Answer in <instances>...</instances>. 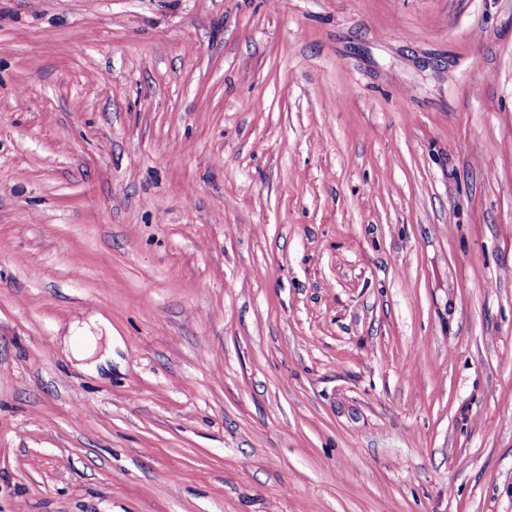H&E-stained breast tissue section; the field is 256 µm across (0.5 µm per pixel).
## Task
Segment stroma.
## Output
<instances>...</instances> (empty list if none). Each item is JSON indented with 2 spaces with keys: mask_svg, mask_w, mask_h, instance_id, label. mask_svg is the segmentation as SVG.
I'll return each instance as SVG.
<instances>
[{
  "mask_svg": "<svg viewBox=\"0 0 512 512\" xmlns=\"http://www.w3.org/2000/svg\"><path fill=\"white\" fill-rule=\"evenodd\" d=\"M0 512H512V0H0Z\"/></svg>",
  "mask_w": 512,
  "mask_h": 512,
  "instance_id": "35a3bbf8",
  "label": "stroma"
}]
</instances>
